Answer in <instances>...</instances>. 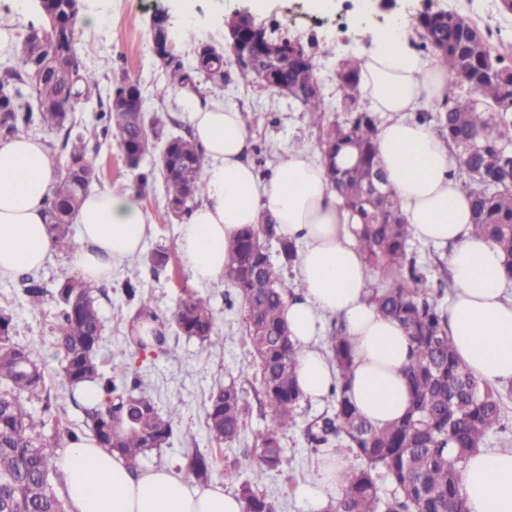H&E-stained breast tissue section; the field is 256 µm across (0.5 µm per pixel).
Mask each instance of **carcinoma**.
I'll return each mask as SVG.
<instances>
[{"label":"carcinoma","instance_id":"obj_1","mask_svg":"<svg viewBox=\"0 0 512 512\" xmlns=\"http://www.w3.org/2000/svg\"><path fill=\"white\" fill-rule=\"evenodd\" d=\"M69 0H50L39 13L47 22L30 26L25 36L29 45L41 48V60H50L57 50L66 52L70 67L67 77L48 69L34 80L35 58L21 47L9 65L0 71V136L8 138L32 127L63 133L68 160L65 173L52 191L49 224L60 250L74 246L70 227L81 197L97 181L98 152L88 148L82 133L74 131L69 115L59 111L62 100L71 96L76 105L98 88L95 74L82 68L78 54L79 34L69 13ZM412 45L431 51L438 62L455 76L468 80L470 92L447 99L438 113L440 133L454 148L461 171V188L469 194L475 232L494 242L506 257V281H512V112H497L494 105L512 98V66L502 65L479 28L458 13L432 10L418 13L410 25ZM241 46L256 55L269 42L298 53L295 63L313 61L300 38H274L256 23L242 27ZM166 83L157 89L164 100L170 87L195 88L194 71L176 55L163 63ZM239 82L262 86L271 94L281 93L295 80V70L280 73L277 85L264 82L255 66L236 65ZM359 65L356 59L342 60L336 70V88L341 98L336 106L325 102L320 91L296 97L302 110L321 123L324 114L348 112L342 125L332 124L318 145L331 184L341 205L359 218L351 225L362 250L365 265L374 272L368 283L378 312L398 321L413 344L405 375L410 389L409 408L399 420L375 426L358 413L348 384L351 348L342 324L331 321L328 349L339 371L330 391L333 414L323 413L307 428L316 445L344 448L355 461L351 478L334 512H468L460 493L462 468L467 458L482 449L486 438L502 425L503 395L478 382L456 357L445 329L442 312L432 297L443 294L447 284L431 281L415 257L409 255L411 239L401 203L395 193L377 199L369 195L373 179L387 182L377 158V119L358 101ZM125 92L142 96L139 83L123 77L113 84L109 97ZM96 120L103 134L116 131L125 157H135V167L148 155H157L152 166L140 172L142 185L161 178L167 209L187 215L202 192L201 172L206 157L192 137L168 135L163 119L155 114L138 126L129 112L107 104ZM344 150L356 153L352 166L337 158ZM276 244L278 261L263 253L267 243ZM298 247L277 234L266 221L249 225L237 235L228 252L225 269L227 286L241 298L247 335L261 363L260 390L265 424L255 437V467L258 471H281L290 460L282 442L295 425V410L302 397L294 377L297 347L288 338L283 321L286 297L293 294L285 269L294 266ZM31 305L41 303L45 291L27 274L22 278ZM98 287L72 277L61 278L56 287L60 306L57 341L63 354V381L70 389L90 383L102 400L85 410V426L101 447L117 453L129 464L153 448L167 444L175 406L161 413L152 399L141 392L142 381L117 384L97 362L103 322L97 305ZM180 332L211 345L222 343L209 301L189 295L172 313ZM11 319L0 315V512H66L53 484L49 462L54 445L36 422L26 403L50 410V394L37 361L35 346L13 343ZM247 404L235 382L212 396L206 408L210 436L219 444L237 441L243 430ZM216 459L195 453L186 471L198 481L211 478ZM394 486L382 497L379 477ZM246 512H277L276 502L255 493L251 483L239 485Z\"/></svg>","mask_w":512,"mask_h":512}]
</instances>
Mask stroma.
<instances>
[{"instance_id": "35a3bbf8", "label": "stroma", "mask_w": 512, "mask_h": 512, "mask_svg": "<svg viewBox=\"0 0 512 512\" xmlns=\"http://www.w3.org/2000/svg\"><path fill=\"white\" fill-rule=\"evenodd\" d=\"M427 4L472 21L489 35L491 45L504 55L506 64L512 65V13L501 10L500 0H395L392 5L372 11L360 0H85V12L95 13L98 24L90 29L80 28L78 53L85 70L97 75L99 88L91 99L75 106L71 118L77 130L86 134L90 146L99 150V188L134 190L153 226L144 252L119 266L111 282L103 284L97 294L104 323L97 357L103 371L116 379L141 377L159 411L174 404L179 407L168 443L141 458L140 468L179 467L186 454L211 453L216 443L207 430L206 406L212 393L233 381L243 392L248 412L244 432L238 441L225 445L223 461L238 465L240 477L227 479L217 472L211 477L212 483L234 490L240 480H251L257 493L276 501L279 512L328 509L327 504L299 499L296 489L310 482L311 462L319 454L305 435L306 427L315 416L330 409L329 398L302 401L296 425L283 440L292 460L290 470L252 472L248 463L256 457L254 437L264 419L260 366L246 335L241 299L228 297L226 283L199 285L192 281L177 251L181 221L168 212L161 182L141 185L137 171L126 166L115 133H102L96 121L112 82L126 76L139 83L147 111L164 113L167 132L188 134L191 125L179 97L170 95L161 101L155 94L165 75L153 48L151 16L157 8L168 9L175 34L172 51L187 64L193 60L194 41L224 45V20L237 10L250 12L256 23L274 37H316L317 76L326 101L332 102L336 99V69L340 61L354 49L370 47L374 32L389 28L396 21L408 24L412 15ZM188 19L196 26L191 41L179 36L182 23ZM195 81L201 99H220L225 105L244 111L251 144L266 150V163L258 170L260 176H267L289 147L300 143L317 148L319 130L293 99L269 94L255 85L219 83L203 75L196 76ZM160 248L171 255V264L164 270L155 269L150 262L151 253ZM74 273L70 254H55L36 274L45 290L43 303L36 308L29 304L19 277L0 278V313L11 318L12 340L20 345H35L44 367L52 410L44 418L43 434L55 442L60 452L68 445L66 430L86 429L87 404L81 390H70L63 382L62 355L52 330L59 311L54 298L56 283L60 277ZM191 292L209 300L222 345L213 347L183 336L173 324V309ZM144 297L150 298L163 323L164 342L151 349H135L127 337V326Z\"/></svg>"}]
</instances>
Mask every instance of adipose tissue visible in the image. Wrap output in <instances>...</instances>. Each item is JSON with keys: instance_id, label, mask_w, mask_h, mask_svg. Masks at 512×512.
<instances>
[{"instance_id": "adipose-tissue-1", "label": "adipose tissue", "mask_w": 512, "mask_h": 512, "mask_svg": "<svg viewBox=\"0 0 512 512\" xmlns=\"http://www.w3.org/2000/svg\"><path fill=\"white\" fill-rule=\"evenodd\" d=\"M360 62V97L390 113L376 144L389 184L413 236L449 248L453 296L444 312L447 333L467 370L492 385L512 382V299L503 294L501 251L473 231L471 203L460 190L444 137L411 119L421 106L441 105L451 76L422 57L407 35L381 30ZM207 164L205 190L179 228L178 251L192 279L218 283L239 230L273 221L298 246L301 294L289 298L283 318L299 350L295 363L303 398L327 395L338 376L327 350L329 319L343 323L352 351L349 376L361 415L381 425L409 405L404 370L411 342L403 328L381 317L366 286L369 278L351 219L327 171L308 148L291 147L268 178L243 157L249 148L240 110L201 102L177 89ZM60 172L41 140L16 135L0 142V277L43 267L58 247L49 231L48 199ZM72 262L82 280L110 281L114 267L140 254L152 227L137 194L93 190L75 218ZM55 465L70 512H245L236 493L198 483L173 468L136 470L93 438L72 442ZM315 481L300 497L335 500L350 476L343 450L314 461ZM461 492L469 512H512V450L478 452L465 464Z\"/></svg>"}]
</instances>
